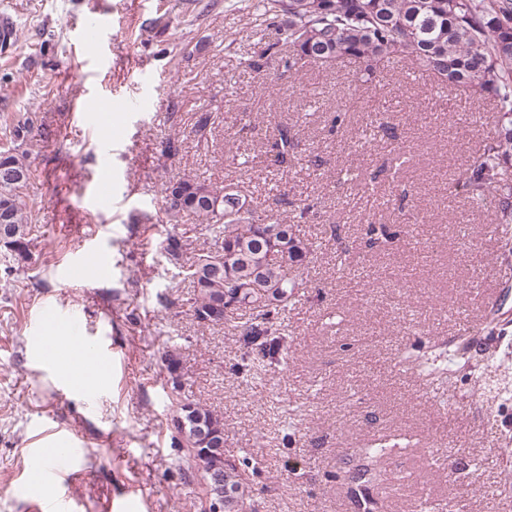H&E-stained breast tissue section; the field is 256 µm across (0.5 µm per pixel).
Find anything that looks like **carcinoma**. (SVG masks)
Here are the masks:
<instances>
[{
    "mask_svg": "<svg viewBox=\"0 0 512 512\" xmlns=\"http://www.w3.org/2000/svg\"><path fill=\"white\" fill-rule=\"evenodd\" d=\"M264 13L281 17L276 45L288 51L287 68L328 69L350 65L372 80L388 67L406 62L442 88L492 102L498 121L483 153L453 185L472 200L497 201L498 223L512 233V0H264ZM294 150L288 129L280 130L267 167L280 169ZM0 261L31 260L32 218L21 207L31 178L27 157L0 147ZM162 211L172 226L160 247L169 263L184 262L183 218L215 247L196 254L189 267L194 288L193 319L203 326H224L241 312L251 314L242 327L245 343L260 358L283 349L273 319L279 307L297 297L299 283L288 277L312 255V243L292 224L268 215L259 218L250 196L229 184L222 188L196 178L177 177L162 184ZM403 363L428 376L444 374L426 355L409 353ZM162 362L171 384L170 422L178 447L187 449L186 469L200 475L221 512H248L249 493L239 481L235 461L224 454V419L197 401L181 378L177 349ZM379 442L361 449L363 474L384 481L378 469Z\"/></svg>",
    "mask_w": 512,
    "mask_h": 512,
    "instance_id": "cac0c4a2",
    "label": "carcinoma"
}]
</instances>
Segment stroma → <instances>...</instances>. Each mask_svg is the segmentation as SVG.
Returning <instances> with one entry per match:
<instances>
[{"instance_id": "1", "label": "stroma", "mask_w": 512, "mask_h": 512, "mask_svg": "<svg viewBox=\"0 0 512 512\" xmlns=\"http://www.w3.org/2000/svg\"><path fill=\"white\" fill-rule=\"evenodd\" d=\"M3 13L16 31L0 55V117L33 121L21 149L36 222L34 263L0 266V512H32L54 493L76 512L107 500L119 512H205L171 443L170 347L195 397L223 416L224 452L256 512H512V394H483L512 385V249L487 232L493 205L453 188L493 130L488 101L403 66L372 89L354 86L348 67L286 69L267 51L276 20L243 0H0ZM107 13L106 63L84 67L83 33ZM259 55L261 72L239 68ZM84 94L117 102L113 152L104 128L73 118ZM369 100L394 107L387 134L364 142ZM204 112L209 125L192 134ZM282 124L296 148L274 176L267 156ZM107 153L112 198L89 200ZM175 175L237 185L288 222L299 200L316 201L298 226L316 250L294 272L297 301L275 317L288 350L261 378L239 329L197 324L189 279L168 270L160 188ZM75 224L108 230L110 271L85 288L62 275ZM45 304L73 312L78 335L107 336L115 363L95 391L62 393L55 365L39 359L33 321ZM407 351L448 356L453 396L407 370ZM49 431L77 448L79 479H30ZM381 435L397 446L378 486L356 473L359 448Z\"/></svg>"}]
</instances>
